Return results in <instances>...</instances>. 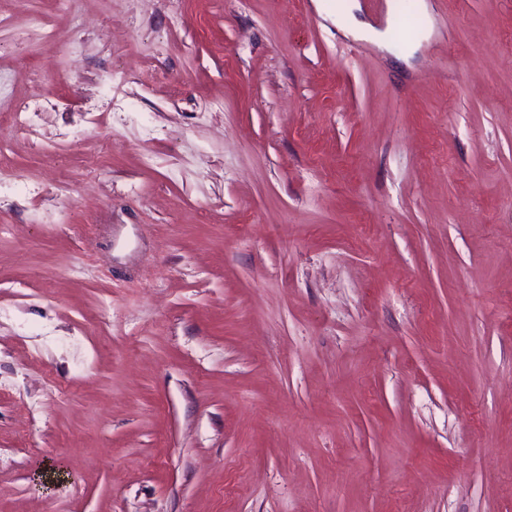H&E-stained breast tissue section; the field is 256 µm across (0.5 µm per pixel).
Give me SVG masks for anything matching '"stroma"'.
Wrapping results in <instances>:
<instances>
[{"label": "stroma", "instance_id": "35a3bbf8", "mask_svg": "<svg viewBox=\"0 0 512 512\" xmlns=\"http://www.w3.org/2000/svg\"><path fill=\"white\" fill-rule=\"evenodd\" d=\"M425 3L0 0V512H512V0ZM2 98V97H0ZM0 104V112H6L14 128L24 135H33L35 129L32 123L31 114L35 108L29 101H14L11 98L5 99Z\"/></svg>", "mask_w": 512, "mask_h": 512}]
</instances>
